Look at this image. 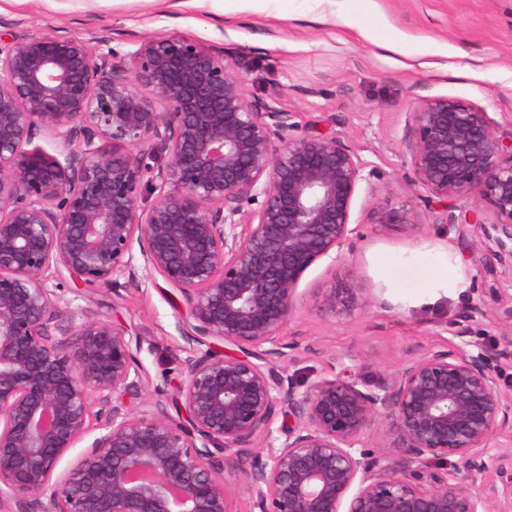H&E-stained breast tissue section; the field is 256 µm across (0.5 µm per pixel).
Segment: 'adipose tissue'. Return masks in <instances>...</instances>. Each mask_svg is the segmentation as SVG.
I'll return each instance as SVG.
<instances>
[{
  "instance_id": "ef3b65f1",
  "label": "adipose tissue",
  "mask_w": 512,
  "mask_h": 512,
  "mask_svg": "<svg viewBox=\"0 0 512 512\" xmlns=\"http://www.w3.org/2000/svg\"><path fill=\"white\" fill-rule=\"evenodd\" d=\"M410 266L423 274L416 291L407 297L411 305L429 306L446 296L448 292L462 288L464 281L451 262V253L444 244H435L416 254L409 261Z\"/></svg>"
}]
</instances>
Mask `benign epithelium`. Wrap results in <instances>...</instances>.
<instances>
[{
	"label": "benign epithelium",
	"instance_id": "1",
	"mask_svg": "<svg viewBox=\"0 0 512 512\" xmlns=\"http://www.w3.org/2000/svg\"><path fill=\"white\" fill-rule=\"evenodd\" d=\"M1 27L0 512H240L236 475L246 512H512V471L497 468L501 491L476 484L496 440L512 443L483 346L433 345L376 383L334 354L309 383L278 369L317 262L340 269L317 289L321 310L359 307L344 248L362 236L352 214L376 173L349 145L249 96L222 46L173 32L121 54L107 39ZM410 117L408 182L427 194L376 207L371 223L411 225L420 207L469 198L442 218L460 239L479 225L488 261L512 270V132L448 97ZM141 270L184 304L178 423L160 402L127 406L148 384L128 330L90 307L75 325L48 286L68 276L117 292ZM258 442L266 460L249 467Z\"/></svg>",
	"mask_w": 512,
	"mask_h": 512
}]
</instances>
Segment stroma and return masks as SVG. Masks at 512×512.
<instances>
[{
    "label": "stroma",
    "mask_w": 512,
    "mask_h": 512,
    "mask_svg": "<svg viewBox=\"0 0 512 512\" xmlns=\"http://www.w3.org/2000/svg\"><path fill=\"white\" fill-rule=\"evenodd\" d=\"M355 9L358 30L335 25ZM0 16L24 20L28 30L97 43L110 39L119 51L132 43L177 32L223 45L245 60L249 95L277 98L302 124L336 133L380 172L361 185L353 223L363 236L346 252L363 276L360 306L347 318L321 311L315 291L331 282L328 261L311 267L299 284L297 310L280 333L286 356L279 366L298 381L325 369L329 354L346 356L369 381L421 354L439 340L464 335L498 354L503 389L512 392V356L504 336V310L512 299V272L486 267L479 254L459 257L466 289L429 308L391 302L374 277L381 251L410 254L434 243L455 246L457 236L437 215L419 212L415 225L368 221L376 204L411 200L420 187L405 174L411 166L405 141L410 112L422 99L448 96L488 112L496 131L512 130V0H265L262 10L224 17L211 0L170 7L167 0H9ZM73 311L90 306L126 326L140 341L135 356L153 386L149 398L169 400L183 379L187 344L178 329V292L161 276L142 273L141 285L103 289L86 298L82 287L56 290ZM483 316L468 319L472 305ZM173 421L181 415L170 406Z\"/></svg>",
    "instance_id": "35a3bbf8"
}]
</instances>
